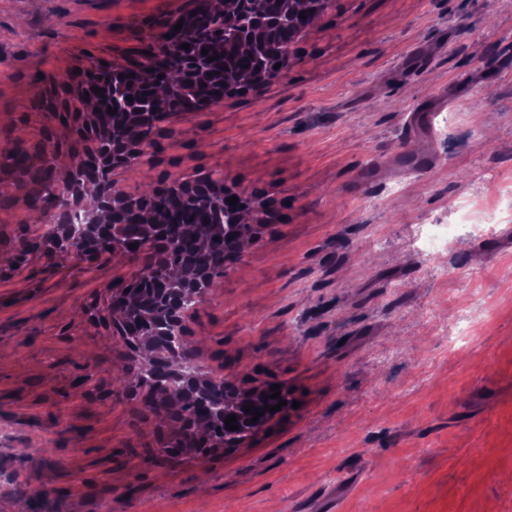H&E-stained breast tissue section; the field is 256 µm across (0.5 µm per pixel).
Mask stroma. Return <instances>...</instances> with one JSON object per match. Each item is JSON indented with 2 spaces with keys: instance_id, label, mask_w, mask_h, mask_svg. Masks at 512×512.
I'll return each mask as SVG.
<instances>
[{
  "instance_id": "35a3bbf8",
  "label": "stroma",
  "mask_w": 512,
  "mask_h": 512,
  "mask_svg": "<svg viewBox=\"0 0 512 512\" xmlns=\"http://www.w3.org/2000/svg\"><path fill=\"white\" fill-rule=\"evenodd\" d=\"M189 7L0 0V141L48 129L40 75L138 59ZM440 96L428 141L406 137ZM425 147L432 171L388 163ZM208 173L278 219L210 289L198 357L296 408L243 447L153 461L160 420L108 394L107 287L136 263L33 257L0 277V512H512V214L454 209L512 182V0H332L287 69L172 116L112 179Z\"/></svg>"
}]
</instances>
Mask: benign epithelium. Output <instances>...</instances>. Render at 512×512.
I'll return each instance as SVG.
<instances>
[{
  "instance_id": "1",
  "label": "benign epithelium",
  "mask_w": 512,
  "mask_h": 512,
  "mask_svg": "<svg viewBox=\"0 0 512 512\" xmlns=\"http://www.w3.org/2000/svg\"><path fill=\"white\" fill-rule=\"evenodd\" d=\"M330 2L284 0L277 11L270 13L265 0H191L189 10L170 14L150 28L149 54L125 65H112V76L100 77V71L90 62L79 74L49 78L51 84H64L73 94L85 95L89 101L86 110L70 114L66 123L74 128L73 135L81 147L72 151L64 195L47 193L43 166L47 149L60 154L58 142L51 148L45 140L16 141L14 147L29 159L27 166L0 164V190L11 191L0 200H13L16 194L12 190L21 186L22 196L39 201L36 211L47 224L46 232L35 237L24 234L6 238L0 233V251L9 254L8 264L0 265V276L16 268L30 252L40 254L53 265L60 260L108 262L121 255L142 261L135 278L157 283L150 298L136 295L128 282L109 286L106 317L112 323V335L122 337L131 351L124 365L135 376L136 389L125 397L136 402L142 414L149 415V398L157 384L156 366L162 363L168 368L164 397L170 414L164 418L160 432L159 453L172 462L184 457V436L179 430L187 422L196 433L198 446L229 449L227 440L235 432L224 430L222 441L218 442L212 426L224 423L232 414L238 426L251 423L252 415L243 406L264 409L265 392L257 388L242 390L232 378L208 371L199 362L189 343L190 324L216 272L209 265L188 271L178 263L177 235L167 228L158 229L156 237L147 240L142 227L128 224L131 201L112 182V169L135 163L151 147L157 127L167 120V114L181 109L187 86L199 89L212 83L208 56L191 54L181 45L203 41L218 49L223 43L234 41L246 48L267 42L272 30L285 31L288 41L273 45L284 68L301 30L300 15L308 16L312 8H325ZM179 22L182 29L177 31ZM274 76L271 71L261 70L244 80L230 69L220 74L218 97L247 93ZM94 87L100 91H92ZM114 106L117 112L108 113V108ZM34 107L54 121L68 111L67 102L52 104L43 96L34 100ZM152 196L181 203L201 197L207 209L228 213L232 223L207 226L201 237V250L208 251L212 237L220 236L224 238V263L242 255L241 241L250 224L243 216L253 205L241 201L229 204L227 199L235 196L229 186L222 187L206 177L170 184L156 181ZM133 243L137 244L134 249L130 248Z\"/></svg>"
}]
</instances>
